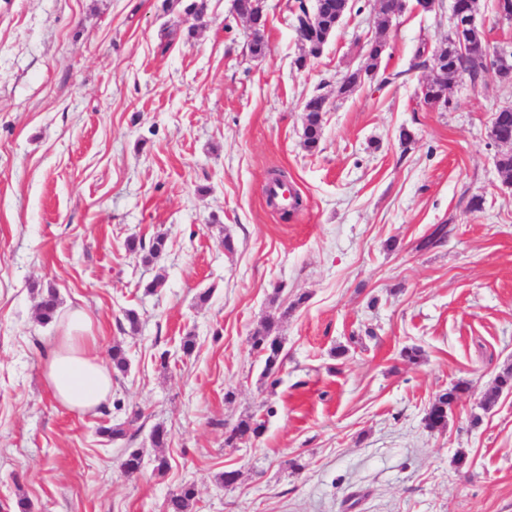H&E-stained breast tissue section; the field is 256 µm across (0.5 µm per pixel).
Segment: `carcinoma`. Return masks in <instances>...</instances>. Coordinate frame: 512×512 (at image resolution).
Returning a JSON list of instances; mask_svg holds the SVG:
<instances>
[{"label": "carcinoma", "instance_id": "cac0c4a2", "mask_svg": "<svg viewBox=\"0 0 512 512\" xmlns=\"http://www.w3.org/2000/svg\"><path fill=\"white\" fill-rule=\"evenodd\" d=\"M255 0H236L237 11L245 15L255 27L257 35L250 43L253 54H263L266 44L258 31L265 27L266 15L260 12ZM291 14L293 26L300 34L303 43V53L296 58L295 65L301 69L306 66L308 59L319 57L328 43L327 34H335L337 29L336 16L343 8V0H316L315 6H309L308 0H288L286 4ZM208 10V0H188L184 12L196 22L204 20ZM451 44L447 43L438 48L441 52L440 64H432V58L428 57L418 66L432 71L425 81L424 98L440 103V107L446 108L450 104L448 89H450V75L444 74L458 70L466 73L470 80L477 84L484 82L487 66L485 59L481 57L459 56L454 57L450 52ZM385 50V42L375 38L369 43L366 57L363 62L365 70L364 78L372 79L379 73L381 59ZM327 98L322 94L311 96L304 104L305 129L304 147L312 152L318 149L323 129L324 112H326ZM493 127L495 138L503 145H512V107L499 108L493 113ZM130 251L142 254V260L150 263L161 256L166 248V238L159 234L149 242L130 240ZM59 300L54 288L49 287L40 293L38 304V318L43 324L53 322L58 313ZM252 349L262 358L264 369L262 375L271 377L275 375L283 365L285 354L280 337L276 334V322L270 321L265 326L263 333L252 337ZM467 391L464 382H458L448 391L437 396L428 408L424 417V426L430 431L444 427L448 421V408L458 395ZM504 392L512 393V368H507L497 375L494 387L486 393L483 399V407L492 406L499 395ZM264 429V422L249 416L239 420L228 431L225 437L226 444H233L247 437H257ZM143 462L142 453L138 449H129L125 452L121 461V467L128 474L139 472ZM195 498V489L183 487L172 494L167 501V512H189L191 503Z\"/></svg>", "mask_w": 512, "mask_h": 512}]
</instances>
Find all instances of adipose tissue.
Returning <instances> with one entry per match:
<instances>
[{
	"mask_svg": "<svg viewBox=\"0 0 512 512\" xmlns=\"http://www.w3.org/2000/svg\"><path fill=\"white\" fill-rule=\"evenodd\" d=\"M53 399L81 414L97 412L112 395V371L100 357L89 316L73 311L45 357Z\"/></svg>",
	"mask_w": 512,
	"mask_h": 512,
	"instance_id": "ef3b65f1",
	"label": "adipose tissue"
}]
</instances>
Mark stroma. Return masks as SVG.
Masks as SVG:
<instances>
[{
  "mask_svg": "<svg viewBox=\"0 0 512 512\" xmlns=\"http://www.w3.org/2000/svg\"><path fill=\"white\" fill-rule=\"evenodd\" d=\"M285 3L267 0L256 57L233 0H209L199 27L179 0H0V512L23 496L33 512H166L185 485L191 512H512V393L481 407L512 366V184L488 136L512 85L457 84L447 110L426 106L415 52L447 40L450 12L409 8L383 31L374 0L297 69ZM380 33L378 78L337 97ZM318 91L310 152L303 106ZM274 169L303 199L286 220L263 193ZM441 224L445 244L419 249ZM159 234L156 262L128 248ZM47 287L60 314L91 316L102 356L127 353L97 413L44 385L59 329L37 320ZM277 313L273 385L251 338ZM460 381L447 426L427 430ZM249 415L263 433L225 444ZM108 422L126 437H100ZM327 98L322 94L311 96L304 104L305 129L304 147L312 152L318 149L323 129L324 112L326 111ZM468 387L464 382H458L448 391L437 396L435 401L428 408L424 417V426L430 431H434L444 427L448 421V408L452 402L467 391ZM455 406L452 404L450 410Z\"/></svg>",
  "mask_w": 512,
  "mask_h": 512,
  "instance_id": "35a3bbf8",
  "label": "stroma"
}]
</instances>
